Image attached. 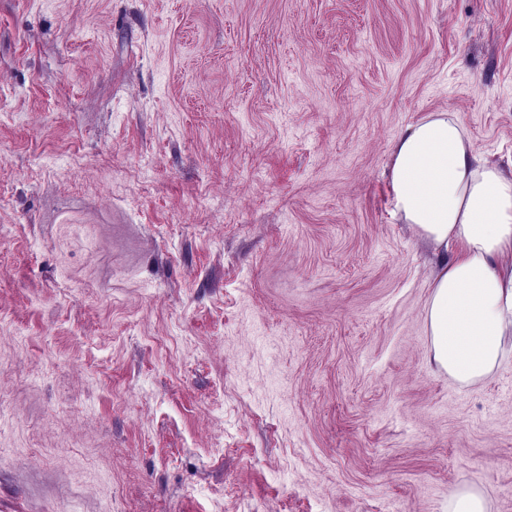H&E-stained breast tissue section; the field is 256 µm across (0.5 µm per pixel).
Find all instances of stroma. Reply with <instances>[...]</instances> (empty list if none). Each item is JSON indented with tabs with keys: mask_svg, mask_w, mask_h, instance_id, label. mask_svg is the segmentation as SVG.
Masks as SVG:
<instances>
[{
	"mask_svg": "<svg viewBox=\"0 0 512 512\" xmlns=\"http://www.w3.org/2000/svg\"><path fill=\"white\" fill-rule=\"evenodd\" d=\"M445 111L512 177V0H0V512H512L392 204ZM448 512H486V505L480 493L458 489L448 498Z\"/></svg>",
	"mask_w": 512,
	"mask_h": 512,
	"instance_id": "obj_1",
	"label": "stroma"
}]
</instances>
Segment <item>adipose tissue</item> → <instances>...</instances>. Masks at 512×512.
Returning a JSON list of instances; mask_svg holds the SVG:
<instances>
[{
    "label": "adipose tissue",
    "instance_id": "ef3b65f1",
    "mask_svg": "<svg viewBox=\"0 0 512 512\" xmlns=\"http://www.w3.org/2000/svg\"><path fill=\"white\" fill-rule=\"evenodd\" d=\"M390 177L396 210L446 257L426 308L434 362L460 384L481 382L500 366L512 327V178L475 155L457 112L409 126Z\"/></svg>",
    "mask_w": 512,
    "mask_h": 512
}]
</instances>
